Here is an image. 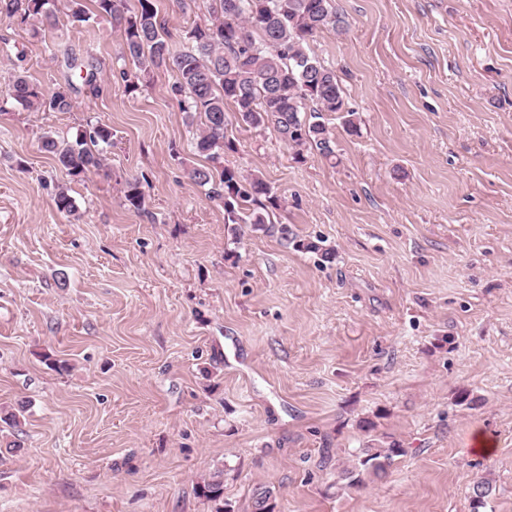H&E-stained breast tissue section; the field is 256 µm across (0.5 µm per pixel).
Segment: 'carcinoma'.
Masks as SVG:
<instances>
[{"mask_svg": "<svg viewBox=\"0 0 512 512\" xmlns=\"http://www.w3.org/2000/svg\"><path fill=\"white\" fill-rule=\"evenodd\" d=\"M58 0H0V17L22 24L34 22L43 30L59 23ZM98 15L108 20L122 35L118 58L132 63L122 71L128 92L139 90L147 77L159 70L177 72L175 94L183 97L182 111L187 124L203 118L193 141L195 153L208 164L188 172L190 180L208 187V198L224 207V223L250 224L260 229L267 224L265 203L275 204L269 184L261 177L243 175L224 165V154L236 150L228 136L226 105L232 103L237 122L250 128L269 125L291 148L303 156L315 148L326 158L335 156L332 132L323 121L325 112L344 113L343 127L350 134L358 131L354 112L345 107L344 90L336 73L314 54L311 43L327 30L343 31L345 18L333 0H212L210 19L195 23L185 31L184 43L177 45L158 17L154 0H138L139 8L130 13L125 0H93ZM68 18L78 27L87 22L82 0H68ZM69 69H79L85 89L98 95L97 68L80 63L70 50L62 52ZM11 98L25 109L69 112L73 100L68 90L59 86L42 91L28 76L18 73L11 86ZM112 145V130L96 125L80 130L72 140H59L46 133L41 150L73 178L98 173L105 167V150ZM71 188H57L54 203L62 213L76 210ZM125 202L141 211L145 194L141 183H127ZM404 449L396 444L387 448H361L357 463L344 471L347 486L364 482V475L386 472L393 457ZM201 494L217 503L224 495V471L220 470L199 486ZM272 492L258 489L252 497V512H272Z\"/></svg>", "mask_w": 512, "mask_h": 512, "instance_id": "obj_1", "label": "carcinoma"}]
</instances>
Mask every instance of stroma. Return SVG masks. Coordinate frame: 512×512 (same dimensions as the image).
<instances>
[{"mask_svg": "<svg viewBox=\"0 0 512 512\" xmlns=\"http://www.w3.org/2000/svg\"><path fill=\"white\" fill-rule=\"evenodd\" d=\"M211 4L156 0L178 43ZM335 5L347 30L312 48L359 132L325 114L334 157L299 160L229 125L225 165L279 199L237 239L187 176L205 159L176 71L129 93L105 19L0 18V407L21 421L0 429L21 445L0 448V512H215L199 485L219 469L229 512L264 487L274 512H474L478 479L481 512H512V0ZM52 44L97 59L101 92L22 109L16 71L79 78ZM98 124L105 171L72 178L40 149ZM373 442L405 453L347 487Z\"/></svg>", "mask_w": 512, "mask_h": 512, "instance_id": "obj_1", "label": "stroma"}]
</instances>
